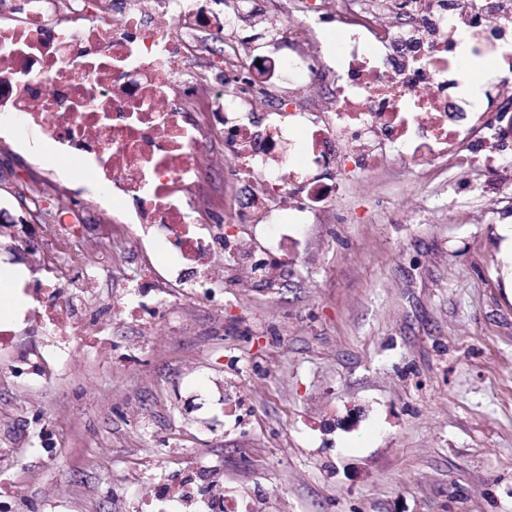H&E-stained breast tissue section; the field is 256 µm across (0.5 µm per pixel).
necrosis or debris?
Listing matches in <instances>:
<instances>
[{"instance_id": "necrosis-or-debris-1", "label": "necrosis or debris", "mask_w": 512, "mask_h": 512, "mask_svg": "<svg viewBox=\"0 0 512 512\" xmlns=\"http://www.w3.org/2000/svg\"><path fill=\"white\" fill-rule=\"evenodd\" d=\"M501 0H393L414 25L365 23L352 0H338L336 23L349 41L336 57L335 104L320 123L306 127L298 164L336 166V138L351 140L357 165L380 161L364 138L371 133L401 142L406 160L459 158L484 168L490 151L512 142L507 108H471L462 89L469 83L467 56H491L498 92L512 98V13ZM113 21L105 0H72V20L55 22L57 0H24L21 17L0 23V127L30 132V146L51 147L63 163L80 164L91 194L103 201L133 198L136 215L113 213L112 244L153 241L177 256L179 272L159 279L187 286L208 303L215 297L211 257L217 244L210 215L223 209L202 179L209 146L223 139L238 172L262 184L277 183L294 210L308 215L331 206L336 190L309 178L287 181L266 131L239 100L255 89L253 74L271 79L289 73L316 83L323 66L317 54L288 64L273 59L195 62L204 55L187 30L207 24L221 35L224 23L203 15L199 0H121ZM236 73L234 91H215L225 70ZM54 115L45 124V115ZM32 287L39 305L23 328L0 322V354L15 377L48 374L63 357L70 336L90 333L83 313L73 311L71 283L50 266Z\"/></svg>"}]
</instances>
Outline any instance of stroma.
I'll return each instance as SVG.
<instances>
[{
	"instance_id": "35a3bbf8",
	"label": "stroma",
	"mask_w": 512,
	"mask_h": 512,
	"mask_svg": "<svg viewBox=\"0 0 512 512\" xmlns=\"http://www.w3.org/2000/svg\"><path fill=\"white\" fill-rule=\"evenodd\" d=\"M229 24L213 58L335 59V22L304 41L296 0H200ZM336 77L311 88L289 77L243 103L262 126L282 106L318 118ZM370 142L384 161L320 171L332 209L310 213L281 246L275 281L245 273L238 244L268 259L270 221L227 225L212 258L224 299L207 306L161 288L168 309L126 317L117 299L168 252L133 248L101 267L76 303L98 326L47 382L15 384L0 361V465L13 512H139L166 475L224 477L240 512H512V150L488 187L448 161L408 167L400 144ZM227 206L257 188L223 152L206 163ZM66 203L88 256L109 216L85 178L0 135V208ZM59 232L36 228L26 271L64 259Z\"/></svg>"
}]
</instances>
